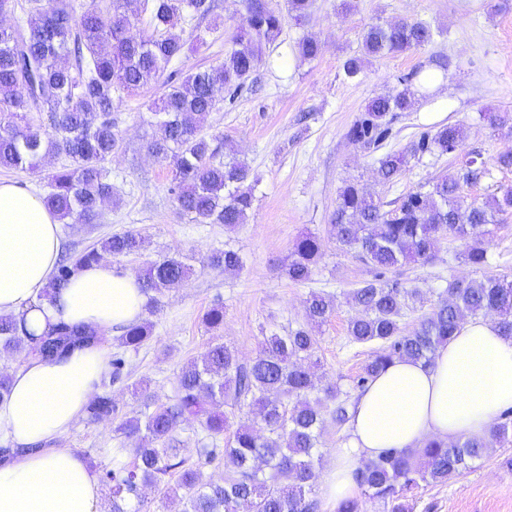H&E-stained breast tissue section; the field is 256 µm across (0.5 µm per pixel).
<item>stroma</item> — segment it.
I'll list each match as a JSON object with an SVG mask.
<instances>
[{"label":"stroma","mask_w":512,"mask_h":512,"mask_svg":"<svg viewBox=\"0 0 512 512\" xmlns=\"http://www.w3.org/2000/svg\"><path fill=\"white\" fill-rule=\"evenodd\" d=\"M313 0L303 21L283 17L278 40L265 51L262 65L243 90L228 95L205 126V134L234 150L250 166L254 200L238 229L220 224H193L179 214L173 196L172 165L150 156L142 121L149 106L166 90L165 78L123 92L114 114L123 131V148L108 168L114 198L104 203L92 224L62 227L64 246L85 248L129 229L148 238L143 255L120 258L116 267L136 272L146 260L160 254L186 257L193 267L189 279L172 290L160 311L153 314L154 333L139 350L120 346L109 337L110 355L126 361L120 380L104 389L116 406V418L137 410L132 394L145 382L156 402L171 400L177 374L189 358L204 351L212 338L202 323L215 303L224 305L225 343L242 361H250L262 331H282L303 323L304 300L310 292L337 294L336 310L318 334L319 375L353 392L355 381L373 352L370 345L350 343L347 324L355 311L343 292L369 278L368 267L354 254L329 243L312 280L295 284L280 264L304 232L326 238L336 198L345 182L358 183L374 198L387 202L400 194L428 190L434 180L457 170L468 152L479 153L490 177L465 186L469 200L485 201L498 185L512 183V169L498 159L512 154V135L490 127V112H512V0ZM221 17L217 29L207 32L203 46L187 52L176 67L187 74L219 64L239 23V0H214ZM403 19L421 20L439 28L441 35L418 50L369 60L358 79L346 80L344 61L362 52V36L372 24ZM306 37L319 41L315 59L300 58L295 47ZM450 59L451 78L434 82L429 96L396 113L391 135L382 150H365L346 134L364 112L368 101L394 93L412 73H438V63ZM448 123L464 126L463 153H426L410 160L401 180L382 185L373 179V164L384 151L407 148L421 132ZM239 250L244 267L227 273L210 267L205 258L217 249ZM459 242L445 241L428 264H406L388 272L389 280L420 288L424 310H431L451 277L499 276L512 272V215L501 220L486 243L488 263L480 270L456 259ZM115 420L90 424L78 419L56 444L75 449L83 458L111 466L120 439ZM512 443L488 450L470 469L447 483H423L413 492L412 512H512Z\"/></svg>","instance_id":"1"}]
</instances>
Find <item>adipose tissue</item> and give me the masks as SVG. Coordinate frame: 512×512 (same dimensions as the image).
Instances as JSON below:
<instances>
[{
  "label": "adipose tissue",
  "instance_id": "adipose-tissue-1",
  "mask_svg": "<svg viewBox=\"0 0 512 512\" xmlns=\"http://www.w3.org/2000/svg\"><path fill=\"white\" fill-rule=\"evenodd\" d=\"M61 251L60 222L34 193L0 182V315L24 318L41 336L49 326H92L111 334L140 321L146 301L135 274L107 261L82 268L52 300L42 294ZM107 368L102 345L54 360L24 354L0 402V434L11 444L0 461V512H100L99 481L71 448L54 447L96 393ZM512 406V337L489 319L463 323L432 363L394 360L356 398L351 438L335 448L323 497L360 496L362 459L421 447L429 438H483Z\"/></svg>",
  "mask_w": 512,
  "mask_h": 512
}]
</instances>
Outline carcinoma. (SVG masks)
I'll list each match as a JSON object with an SVG mask.
<instances>
[{
	"label": "carcinoma",
	"mask_w": 512,
	"mask_h": 512,
	"mask_svg": "<svg viewBox=\"0 0 512 512\" xmlns=\"http://www.w3.org/2000/svg\"><path fill=\"white\" fill-rule=\"evenodd\" d=\"M137 4L138 0H110L101 8L94 0H35L23 23L0 25V167L42 176L49 188L43 202L62 223H93L101 205L112 198L106 164L123 141L114 115L117 94L166 73L168 89L144 120L152 129L147 149L172 163L170 191L189 222L234 230L244 223L252 205L251 169L235 157L224 159L223 147L204 134L203 124L220 109L224 93L241 88L263 63L266 48L281 32L283 16L269 0H241L244 13L224 60L183 77L177 70L168 71L184 53L178 30L189 17L209 16L213 5L208 0H144L152 34L136 37L133 29L141 22ZM439 34L422 21L373 24L363 34L362 56L344 62V76L355 79L365 60L417 50ZM413 103L414 92L408 88L372 99L350 127L349 140L378 148L389 136L390 113L405 112ZM465 139L460 124L425 132L408 149L379 157L375 180L393 184L405 173L409 158L428 151H458ZM60 155L68 163L43 172L44 162ZM489 175V169L472 157L457 172L438 178L429 190L389 202L374 200L354 182L340 188L329 239L339 250L358 254L373 270L372 279L344 292L347 303L357 310L348 322L350 342L377 345L356 388L363 389L395 359L430 363L468 315L490 314L502 333L512 336V274L448 282L445 297L411 331L402 320L423 303L422 291L384 280L387 271L400 265L433 261L449 237L461 242L456 258L475 268L484 266V238L493 234L497 216L512 214V185L499 186L483 204L467 202L462 191ZM146 244L140 232L125 230L62 258L44 298L66 287L78 269L107 255H140ZM323 250L321 237H299L284 264L288 280L310 281ZM207 264L237 272L244 261L229 248L209 254ZM192 272L181 256L161 255L146 263L137 272L145 310L159 311L165 294ZM335 307L334 295L310 292L306 323L263 336L249 363L241 362L222 337H212L200 356L181 367L177 394L167 403L155 404L148 389L140 388L141 410L116 426L126 447L116 449L112 468L99 469L112 496V512H132L134 499L143 506L141 490L164 483L173 473L177 488L185 491L181 497L173 495L182 504L181 512H315L322 411H330L341 426L350 419L354 404L348 393L335 384L319 383L313 372L319 365L315 329L329 320ZM203 322L210 331L221 329L224 306L214 304ZM153 330L149 320L125 326L120 345L136 350ZM97 336L92 328L56 325L35 338L24 319L0 316V357L32 344L42 357L51 359L81 343H94ZM114 413L112 398L96 394L85 420L98 423ZM185 424L205 433L197 462L191 465L181 456V440L176 437ZM221 438L223 475L206 480L202 468L218 458ZM510 441L512 426L497 421L480 440L430 439L420 448L386 450L361 461L358 474L364 499L344 501L336 512H364L367 501L381 502L390 512H409V494L420 483L446 482L495 444ZM124 454L131 456L130 462L121 461Z\"/></svg>",
	"instance_id": "obj_1"
}]
</instances>
